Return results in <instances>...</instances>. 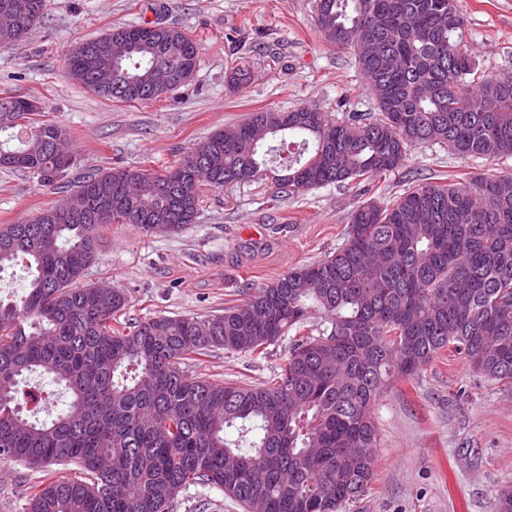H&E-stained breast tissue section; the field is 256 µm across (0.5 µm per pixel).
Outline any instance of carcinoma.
<instances>
[{"label":"carcinoma","mask_w":512,"mask_h":512,"mask_svg":"<svg viewBox=\"0 0 512 512\" xmlns=\"http://www.w3.org/2000/svg\"><path fill=\"white\" fill-rule=\"evenodd\" d=\"M16 3L27 37L48 0ZM382 15L383 33L367 17ZM317 27L353 50L379 117L252 112L215 130L163 171L88 172L56 206L0 225V272L24 263L19 301L0 300V458L46 472L27 512H174L191 486L214 487L243 512H343L370 488L377 430L371 408L392 379L417 375L450 344L474 372L512 385V174L420 182L395 202L371 200L332 255L282 275L240 304L207 316L123 319L128 297L81 283L105 224L177 233L196 222L200 187L267 177L282 192L375 180L427 144L452 155L512 157V75L479 74L457 0H316ZM133 42L120 61L130 103L148 72L194 75L198 47L183 30L125 25L85 41L66 69L93 89L108 41ZM25 95L0 98V168L52 184L78 165L53 150L68 139ZM206 169L193 171L194 157ZM289 339L266 383L243 387L194 377L181 365L214 348L267 353ZM43 373L71 394L51 421L22 415L42 403L24 386ZM72 464L76 478L47 468Z\"/></svg>","instance_id":"1"}]
</instances>
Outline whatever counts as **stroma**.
<instances>
[{
    "label": "stroma",
    "instance_id": "stroma-1",
    "mask_svg": "<svg viewBox=\"0 0 512 512\" xmlns=\"http://www.w3.org/2000/svg\"><path fill=\"white\" fill-rule=\"evenodd\" d=\"M465 42L480 70L512 74V0H458ZM159 22L196 41L191 81L149 103L111 102L69 78L66 55L117 25ZM250 78L230 90L232 69ZM26 94L67 129L79 165L54 185L0 169V224L55 205L79 174L126 166L162 170L214 130L259 110L313 106L337 119L373 113L351 49L330 45L315 0H49L28 38L0 47V97ZM512 173V157H461L426 145L401 169L372 182L303 190L274 200L270 181L203 187L196 223L176 234L128 224L103 228L87 282L124 290L126 315H214L247 290L331 255L362 202L396 200L415 181ZM288 356L217 349L185 365L188 374L251 385L266 382ZM372 414L378 435L370 490L345 512H495L512 486V386L471 371L448 345L417 376L391 381ZM42 472L0 460V512H27Z\"/></svg>",
    "mask_w": 512,
    "mask_h": 512
}]
</instances>
